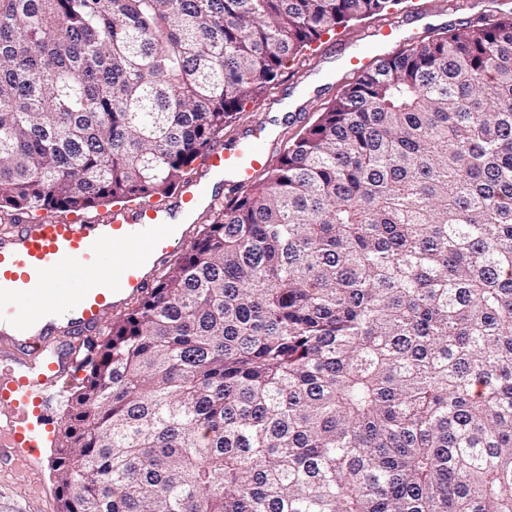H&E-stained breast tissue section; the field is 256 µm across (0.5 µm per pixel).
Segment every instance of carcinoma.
I'll return each mask as SVG.
<instances>
[{
	"label": "carcinoma",
	"mask_w": 512,
	"mask_h": 512,
	"mask_svg": "<svg viewBox=\"0 0 512 512\" xmlns=\"http://www.w3.org/2000/svg\"><path fill=\"white\" fill-rule=\"evenodd\" d=\"M394 0H0V212L169 195ZM60 512H512V17L381 61L86 344Z\"/></svg>",
	"instance_id": "cac0c4a2"
}]
</instances>
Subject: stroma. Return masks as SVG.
I'll list each match as a JSON object with an SVG mask.
<instances>
[{
  "label": "stroma",
  "mask_w": 512,
  "mask_h": 512,
  "mask_svg": "<svg viewBox=\"0 0 512 512\" xmlns=\"http://www.w3.org/2000/svg\"><path fill=\"white\" fill-rule=\"evenodd\" d=\"M499 0H400L381 14L337 27L299 54L284 68L271 89L246 105L224 130V141L239 138L250 127L271 131L266 152L278 160L287 139L315 121L358 77L348 64L351 56L370 47L373 34L384 22L402 24L393 44L383 49L389 57L412 47L411 34L426 29L428 36L485 26L505 16ZM54 442L46 440L37 456L21 464L0 460V512H60L53 476Z\"/></svg>",
  "instance_id": "35a3bbf8"
}]
</instances>
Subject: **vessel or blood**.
<instances>
[{
	"mask_svg": "<svg viewBox=\"0 0 512 512\" xmlns=\"http://www.w3.org/2000/svg\"><path fill=\"white\" fill-rule=\"evenodd\" d=\"M266 138L253 129L203 166L234 191L266 166ZM176 208L130 206L103 224L22 219L0 235V451L18 457L42 446L52 422L46 395L78 368L79 346L187 244L171 226Z\"/></svg>",
	"mask_w": 512,
	"mask_h": 512,
	"instance_id": "1",
	"label": "vessel or blood"
}]
</instances>
